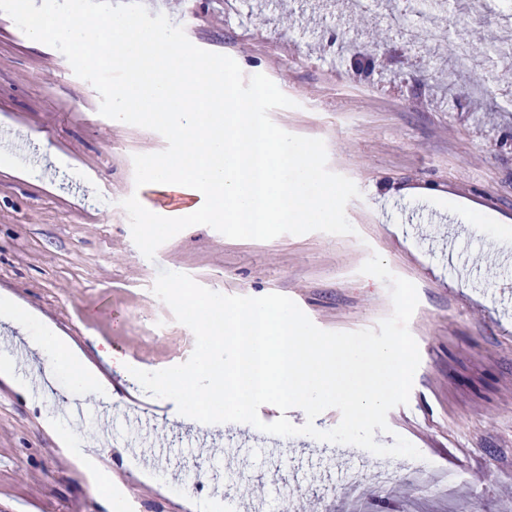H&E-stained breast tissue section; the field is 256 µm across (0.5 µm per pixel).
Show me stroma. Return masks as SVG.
I'll list each match as a JSON object with an SVG mask.
<instances>
[{
  "label": "stroma",
  "mask_w": 512,
  "mask_h": 512,
  "mask_svg": "<svg viewBox=\"0 0 512 512\" xmlns=\"http://www.w3.org/2000/svg\"><path fill=\"white\" fill-rule=\"evenodd\" d=\"M186 28L195 46L232 57L245 76L271 78L294 105L272 111L283 130L323 139L331 171L361 196L346 215L355 232L234 240L189 227L147 260L134 244L122 200L153 213L177 204L167 185L136 186L132 157L165 148L151 130L99 113L100 96L57 49L0 21V150L23 142L40 157L0 169V292L68 336L115 388L111 406L135 397L168 447L166 475L131 457L124 425L101 441L103 400L89 398L81 430L103 469L60 451L46 413L84 395L56 372L50 399L0 379V512H212L203 487L221 480L230 512H504L512 504V0H446L414 18L372 0H143ZM472 57L451 77L456 49ZM68 157L58 169L52 153ZM484 216L481 224L472 215ZM417 288L409 322L421 362L408 404L391 409L388 432L415 445L453 487L412 484L413 459L380 458L352 445L284 438L271 457L245 423L202 424L174 401L149 395L98 354L100 342L132 367L185 362L192 331L153 291L160 271L191 276L226 294L279 293L321 329L376 327L393 304L387 284L360 274L372 255ZM303 494H295V485Z\"/></svg>",
  "instance_id": "35a3bbf8"
}]
</instances>
